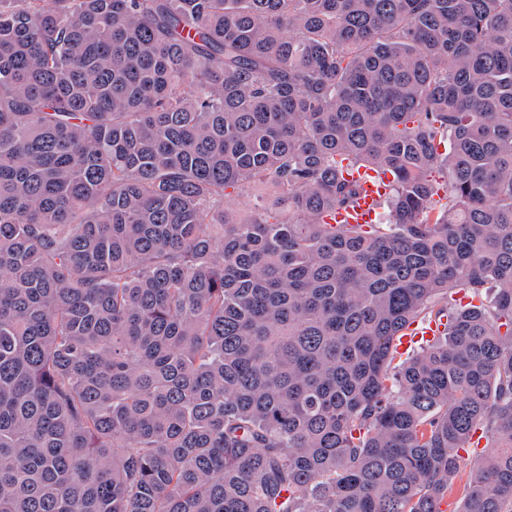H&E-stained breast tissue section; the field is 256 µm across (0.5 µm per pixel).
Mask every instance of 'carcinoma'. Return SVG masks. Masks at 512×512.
Wrapping results in <instances>:
<instances>
[{"label": "carcinoma", "mask_w": 512, "mask_h": 512, "mask_svg": "<svg viewBox=\"0 0 512 512\" xmlns=\"http://www.w3.org/2000/svg\"><path fill=\"white\" fill-rule=\"evenodd\" d=\"M455 491L512 512V0H0V512ZM343 176L358 184V195L353 207L338 209L334 218L327 217L330 224H359L366 227L376 224L383 196L389 191L393 176L389 171L372 170L343 161ZM446 318L415 320L406 326L393 342L397 356H405L409 351L431 343L445 330Z\"/></svg>", "instance_id": "cac0c4a2"}]
</instances>
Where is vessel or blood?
I'll use <instances>...</instances> for the list:
<instances>
[{
  "label": "vessel or blood",
  "mask_w": 512,
  "mask_h": 512,
  "mask_svg": "<svg viewBox=\"0 0 512 512\" xmlns=\"http://www.w3.org/2000/svg\"><path fill=\"white\" fill-rule=\"evenodd\" d=\"M346 179L358 185V195L353 207L337 210L333 221L337 224H359L366 226L376 223L383 196L393 181L390 172L372 170L353 163L342 167ZM445 320L424 319L411 322L393 342L396 355L403 356L409 351L431 343L445 329Z\"/></svg>",
  "instance_id": "b4317fda"
}]
</instances>
